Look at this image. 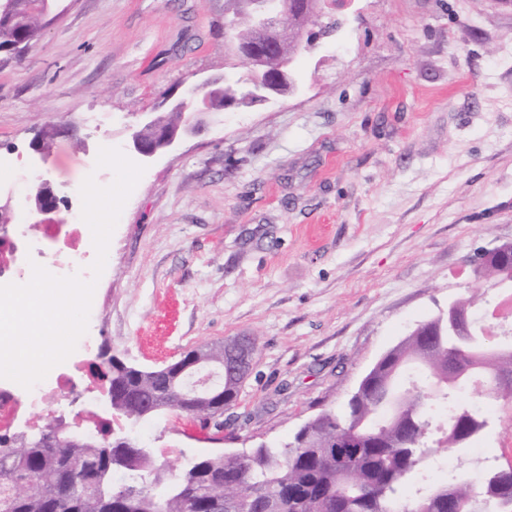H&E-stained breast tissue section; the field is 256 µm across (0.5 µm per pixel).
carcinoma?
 I'll list each match as a JSON object with an SVG mask.
<instances>
[{
  "label": "carcinoma",
  "mask_w": 512,
  "mask_h": 512,
  "mask_svg": "<svg viewBox=\"0 0 512 512\" xmlns=\"http://www.w3.org/2000/svg\"><path fill=\"white\" fill-rule=\"evenodd\" d=\"M45 0H0V54L40 36ZM512 348L485 343L468 323L460 339L448 323L419 325L364 377L341 414L326 412L281 447L261 445L245 457L214 454L168 477L153 452L125 435L78 439L63 448L46 440L57 423L28 432L0 424V512H512V474L487 468L438 483L420 472L441 448H465L487 424L466 396L468 382L487 402L512 404ZM112 414L135 424L151 407L224 429V409L238 400L242 378L224 376L223 396L186 398L168 375L118 356Z\"/></svg>",
  "instance_id": "carcinoma-1"
}]
</instances>
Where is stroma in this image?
<instances>
[{
	"instance_id": "1",
	"label": "stroma",
	"mask_w": 512,
	"mask_h": 512,
	"mask_svg": "<svg viewBox=\"0 0 512 512\" xmlns=\"http://www.w3.org/2000/svg\"><path fill=\"white\" fill-rule=\"evenodd\" d=\"M20 58L0 55V156L13 198L49 182L81 210L100 147L166 111L195 80L233 70L208 0H57ZM328 45L296 60L278 102L225 110L155 156L112 234L88 321L92 350L46 421L99 409L97 352L142 367L236 336L253 368L224 411L223 441L175 413L134 426L172 473L217 452L282 445L342 411L373 365L449 302L496 296L474 253L512 241V4L354 0ZM70 124L46 165L30 147ZM512 455V407L432 476Z\"/></svg>"
}]
</instances>
